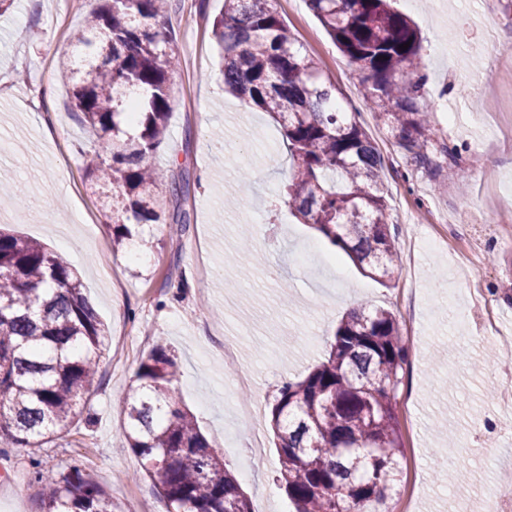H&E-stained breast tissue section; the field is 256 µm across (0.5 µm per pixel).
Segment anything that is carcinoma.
<instances>
[{"label": "carcinoma", "instance_id": "1", "mask_svg": "<svg viewBox=\"0 0 512 512\" xmlns=\"http://www.w3.org/2000/svg\"><path fill=\"white\" fill-rule=\"evenodd\" d=\"M355 67L378 125L418 168L452 171L458 151L439 143L424 93L421 40L387 0H307ZM170 0H111L77 34L84 68L70 97L99 163L91 179L112 185V250L136 226L161 217L156 179L144 158L167 135L169 85L179 67L177 34L158 25ZM212 33L224 50V91L269 113L288 141V205L344 251L366 276L394 279L397 249L384 196L383 158L356 112L334 107L336 86L303 54L276 0H224ZM410 43L403 50L400 45ZM109 352L104 323L60 253L0 230V437L41 448L80 418ZM410 350L396 316L352 311L328 358L286 382L271 409L278 481L297 512H383L403 440L395 412ZM176 358L159 344L139 361L138 386L123 401L127 441L167 512H253L224 458L176 396ZM41 512H115L76 461L34 471Z\"/></svg>", "mask_w": 512, "mask_h": 512}]
</instances>
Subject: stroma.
<instances>
[{
    "instance_id": "obj_1",
    "label": "stroma",
    "mask_w": 512,
    "mask_h": 512,
    "mask_svg": "<svg viewBox=\"0 0 512 512\" xmlns=\"http://www.w3.org/2000/svg\"><path fill=\"white\" fill-rule=\"evenodd\" d=\"M106 0H16L0 16V227L64 254L110 332L82 418L38 451L0 439V512H39L34 467L78 461L117 512L140 503L166 512L128 446L121 400L136 385L157 339L176 355L175 388L213 450L238 478L254 512H293L276 482L279 455L269 423L283 382L322 362L350 300L393 312L410 344L397 413L404 443L388 493L400 512H483L490 490L512 493V400L495 367L512 345V88L479 82L498 53H512V0H391L422 36L426 92L441 105L438 138L458 146L451 176L432 175L378 126L347 58L305 0H277L297 47L318 59L347 111L376 143L391 232L395 279L382 285L291 213L283 188L291 161L278 125L226 95L212 22L224 0H171L164 23L177 33L180 68L171 85L168 137L147 164L164 200L163 221L146 224L131 250H113L111 213L87 178L91 137L71 108L59 61ZM53 129L44 137L41 121ZM187 196L173 197L172 182ZM501 200L483 223L458 218L484 197ZM187 212L185 233L165 222ZM139 276H131L130 265ZM451 447L450 460L439 450Z\"/></svg>"
}]
</instances>
